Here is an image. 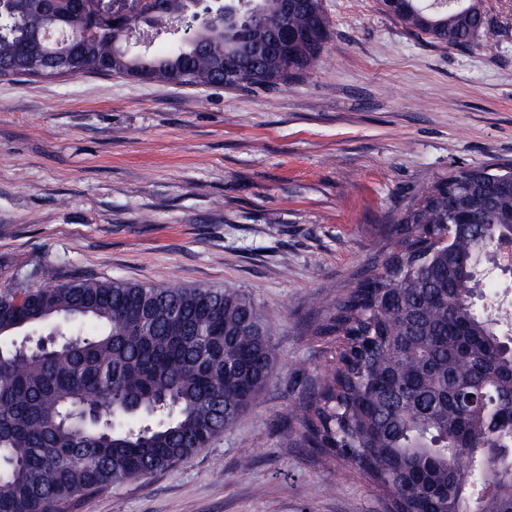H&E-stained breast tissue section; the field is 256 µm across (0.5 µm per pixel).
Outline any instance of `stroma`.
I'll return each instance as SVG.
<instances>
[{
    "label": "stroma",
    "instance_id": "35a3bbf8",
    "mask_svg": "<svg viewBox=\"0 0 512 512\" xmlns=\"http://www.w3.org/2000/svg\"><path fill=\"white\" fill-rule=\"evenodd\" d=\"M329 40L271 91L88 74L0 80V286L64 275L238 288L276 350L231 429L73 512H384L356 465L325 469L291 411L336 355L318 335L437 177L512 161V0L470 45L414 34L378 0H323Z\"/></svg>",
    "mask_w": 512,
    "mask_h": 512
}]
</instances>
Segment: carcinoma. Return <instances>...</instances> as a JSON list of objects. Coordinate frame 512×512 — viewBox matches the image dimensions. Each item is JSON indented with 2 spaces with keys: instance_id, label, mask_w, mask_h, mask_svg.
<instances>
[{
  "instance_id": "1",
  "label": "carcinoma",
  "mask_w": 512,
  "mask_h": 512,
  "mask_svg": "<svg viewBox=\"0 0 512 512\" xmlns=\"http://www.w3.org/2000/svg\"><path fill=\"white\" fill-rule=\"evenodd\" d=\"M405 27L467 45L474 0H379ZM189 0H147L169 52L128 53L126 0H0V78L89 73L195 87L274 90L307 72L329 35L322 0H235L226 32L184 42L168 22ZM121 18L85 34L86 14ZM291 35L288 58L275 35ZM392 250L318 329L343 343L299 404L300 438L327 466L357 463L388 512H512V333L474 301L512 229V163L467 166L399 214ZM0 290V512H69L128 478L168 470L235 425L265 391L276 353L263 309L234 288L59 279ZM47 330L48 350L17 336ZM101 420L70 415L84 402Z\"/></svg>"
}]
</instances>
